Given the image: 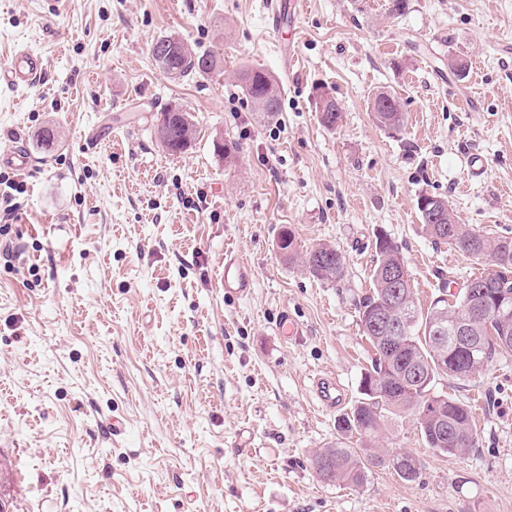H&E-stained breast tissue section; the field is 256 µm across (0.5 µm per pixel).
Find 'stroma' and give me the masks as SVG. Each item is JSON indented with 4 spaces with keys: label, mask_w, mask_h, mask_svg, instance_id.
<instances>
[{
    "label": "stroma",
    "mask_w": 512,
    "mask_h": 512,
    "mask_svg": "<svg viewBox=\"0 0 512 512\" xmlns=\"http://www.w3.org/2000/svg\"><path fill=\"white\" fill-rule=\"evenodd\" d=\"M384 4L296 0L291 46L264 0H0V58L25 44L44 59L33 88L0 91V151L31 158L0 167V195L3 178L24 185L12 215L0 198L6 512H512V352L435 385L470 406L478 447L433 452L407 415L372 445L413 454L416 481L380 466L328 483L312 466L344 414L319 410L315 378L336 377L351 406L371 366L358 306L375 232L401 246L424 309L491 266L422 232L420 194L512 236V0H409L399 17ZM170 34L219 53V69L168 78L150 46ZM245 67L277 78L272 118L243 91ZM380 90L400 102L398 133L374 120ZM171 107L200 129L177 155L154 133ZM284 228L299 251L335 245L344 280L284 259ZM228 251L255 270L248 296L224 293ZM285 310L303 328L293 342L277 333Z\"/></svg>",
    "instance_id": "1"
}]
</instances>
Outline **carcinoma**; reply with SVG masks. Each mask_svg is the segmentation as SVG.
<instances>
[{"instance_id": "obj_1", "label": "carcinoma", "mask_w": 512, "mask_h": 512, "mask_svg": "<svg viewBox=\"0 0 512 512\" xmlns=\"http://www.w3.org/2000/svg\"><path fill=\"white\" fill-rule=\"evenodd\" d=\"M151 55L164 73L173 72L175 78H185L194 73H209L221 62L216 53L195 55L188 46L174 35L164 36L151 44ZM239 80L251 99L255 110L272 116L280 110V87L276 78L261 68H248L240 72ZM378 100L392 102L390 111L376 112L379 125L392 131L403 126L404 113L396 106L398 98L387 91L375 95ZM155 133L165 150L172 154L186 152L197 139L198 129L192 116L170 108L162 113L160 127ZM436 202L438 224H432L420 215L422 230L436 244H452L465 248L467 226L455 221L448 200L431 196ZM278 249L288 259L298 257L293 233L284 228L278 236ZM376 263L370 270L371 291L359 305L360 321L366 323L363 334L374 351L371 369L360 382L361 397L339 421L342 436L357 434L359 440L370 441L392 417L414 414L428 406L425 415L417 420V428L426 446L435 452L456 455L478 447L479 438L473 424L471 411L463 402L446 394H435L432 387L440 377L465 380L481 372L494 361L503 349L499 343L502 329L512 336V314L499 322L479 324L474 335L458 344L442 343L440 337L448 335L450 318L463 316L464 297L453 299L439 297L426 310L410 300L413 313L399 314L407 322V329L394 345L386 348L387 333L371 323L373 316L387 309V299L393 283L386 273L392 269L407 270L400 246L390 237L375 234ZM470 256L491 262L497 291L512 295V237L489 233L475 239ZM305 269L319 280L335 283L343 279L345 257L336 247L320 243L301 257ZM325 463L321 477L330 482L360 485L372 467L385 465L392 468L404 481L414 482L419 477L416 458L404 451L383 453L374 448L356 450L337 440L313 458V467Z\"/></svg>"}]
</instances>
